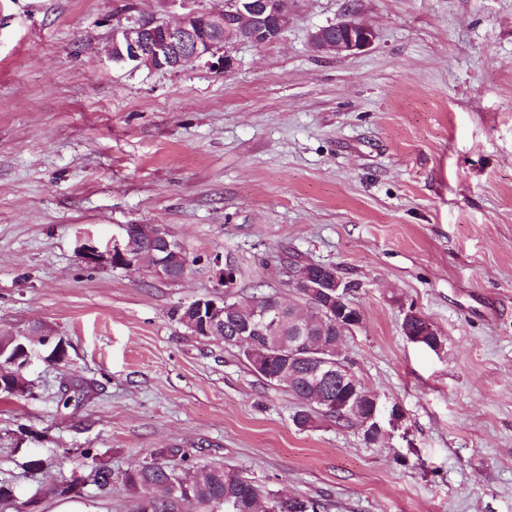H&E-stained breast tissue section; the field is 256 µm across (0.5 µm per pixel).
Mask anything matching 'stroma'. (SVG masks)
Wrapping results in <instances>:
<instances>
[{"label":"stroma","instance_id":"obj_1","mask_svg":"<svg viewBox=\"0 0 512 512\" xmlns=\"http://www.w3.org/2000/svg\"><path fill=\"white\" fill-rule=\"evenodd\" d=\"M223 5L0 0V332L67 344L0 397V482L22 503L87 475L83 449L117 474L180 447L326 512H512V0H288L284 36L226 75L107 56L127 13ZM349 15L373 44L315 52ZM122 224L168 225L185 276L83 258ZM220 261L244 299H293V261L356 282L344 352L403 410L384 437L297 428L286 384L173 318ZM410 310L442 349L407 339Z\"/></svg>","mask_w":512,"mask_h":512}]
</instances>
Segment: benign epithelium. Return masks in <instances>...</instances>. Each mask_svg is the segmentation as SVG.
Returning <instances> with one entry per match:
<instances>
[{"label": "benign epithelium", "instance_id": "benign-epithelium-1", "mask_svg": "<svg viewBox=\"0 0 512 512\" xmlns=\"http://www.w3.org/2000/svg\"><path fill=\"white\" fill-rule=\"evenodd\" d=\"M290 13L286 0H225L224 8L208 11L190 9L174 23L163 26L152 17L139 18L121 29L123 39L113 40L110 48L112 62L131 65L135 69L176 71L186 62L201 61L209 69L227 74L235 65L234 47L239 43L265 45L279 40L288 29ZM332 34L328 27H319L310 35L312 48L324 54L351 55L367 49L375 39L373 29L363 22L337 24ZM124 242L112 241V245L99 250L93 245L83 246L85 259L92 264H110L117 268L133 270L140 265V256L129 248V240L137 235L157 249L153 265L154 273L163 279L176 281L190 265L189 255L183 243L164 224H123ZM289 286L305 288L313 295L328 300L324 314L332 317L331 303L345 306L352 314L344 315L341 331L353 333L362 324L360 311L347 300L343 280L335 268L322 266L315 269L310 264L294 266L288 270ZM237 271L231 264H224L219 273V286L224 294L216 298H199L183 307L181 324L193 330L199 328L209 336H219L220 321L224 314L234 310ZM280 322V313L255 309L251 327L238 331L237 342L251 340V334L271 332ZM283 354L256 349L253 360L260 368H268ZM288 364L306 367L317 380L334 381L346 390V397L322 400V409L330 411H355L364 407L369 417L377 423L378 401L358 390V376L348 359L334 361V353L323 349L318 354L305 356L295 353L288 357Z\"/></svg>", "mask_w": 512, "mask_h": 512}]
</instances>
